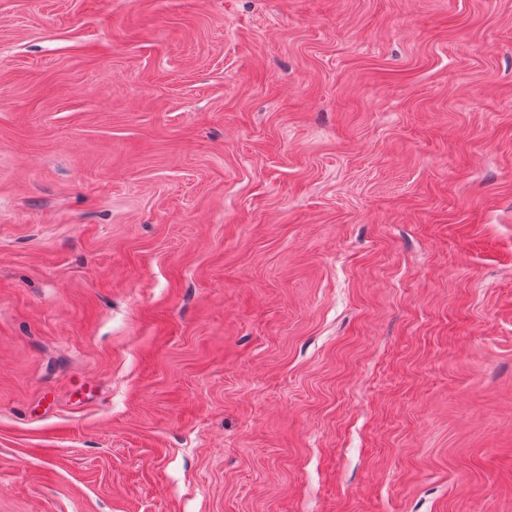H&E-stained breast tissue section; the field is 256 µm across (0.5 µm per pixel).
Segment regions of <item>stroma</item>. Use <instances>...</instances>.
<instances>
[{
    "label": "stroma",
    "mask_w": 512,
    "mask_h": 512,
    "mask_svg": "<svg viewBox=\"0 0 512 512\" xmlns=\"http://www.w3.org/2000/svg\"><path fill=\"white\" fill-rule=\"evenodd\" d=\"M0 512H512V0H0Z\"/></svg>",
    "instance_id": "stroma-1"
}]
</instances>
